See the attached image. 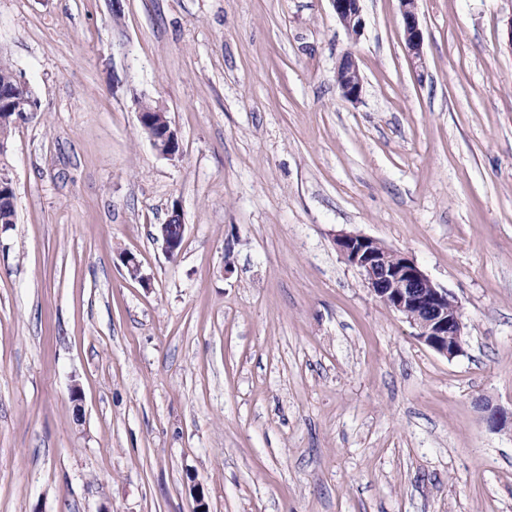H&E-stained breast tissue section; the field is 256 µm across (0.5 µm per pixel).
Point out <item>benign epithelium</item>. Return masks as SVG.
Here are the masks:
<instances>
[{
  "instance_id": "benign-epithelium-1",
  "label": "benign epithelium",
  "mask_w": 512,
  "mask_h": 512,
  "mask_svg": "<svg viewBox=\"0 0 512 512\" xmlns=\"http://www.w3.org/2000/svg\"><path fill=\"white\" fill-rule=\"evenodd\" d=\"M336 20L353 37L364 30L360 0H330ZM400 22L408 55L416 67L424 64L423 32L418 18L417 0H399ZM336 86L341 96L351 102L360 99L363 80L355 57L344 54L336 64ZM138 122L154 150L172 158L180 149L177 133L166 112L143 100L138 102ZM184 228L158 225L156 240L172 257L182 248ZM337 251L363 275L370 292L389 309L401 314L414 329V336L440 355L449 359L464 351V321L460 305L448 289L437 286L405 253L381 241L357 233H341L334 239ZM128 275L146 285L140 262L132 255L123 258ZM483 420L490 430L512 431V410L485 402Z\"/></svg>"
}]
</instances>
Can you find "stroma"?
<instances>
[{
  "instance_id": "obj_1",
  "label": "stroma",
  "mask_w": 512,
  "mask_h": 512,
  "mask_svg": "<svg viewBox=\"0 0 512 512\" xmlns=\"http://www.w3.org/2000/svg\"><path fill=\"white\" fill-rule=\"evenodd\" d=\"M361 7L354 39L330 0H0L38 100L0 152V512H512V0H419L420 69L399 0ZM341 232L448 289L463 354ZM336 86L341 96L357 102L363 91V80L355 57L344 54L336 64ZM138 122L154 150L162 157L172 158L180 149L177 133L160 106L138 101ZM172 217H178V223L181 224L180 228L177 231H175V234L173 232V226L171 224H168ZM183 238H184V224L181 217V213L179 209H173L171 211V214L166 221V224H159L157 229V235L156 240L161 242L162 249L164 252L169 256L173 257L176 255L182 248L183 244ZM334 242L363 275L375 298L401 314L418 340L450 359L463 353L465 324L460 305L412 258L363 234L341 233ZM483 420L490 430L501 432L510 430L512 432V407L510 411L505 408L492 405L490 402H484L481 405Z\"/></svg>"
}]
</instances>
